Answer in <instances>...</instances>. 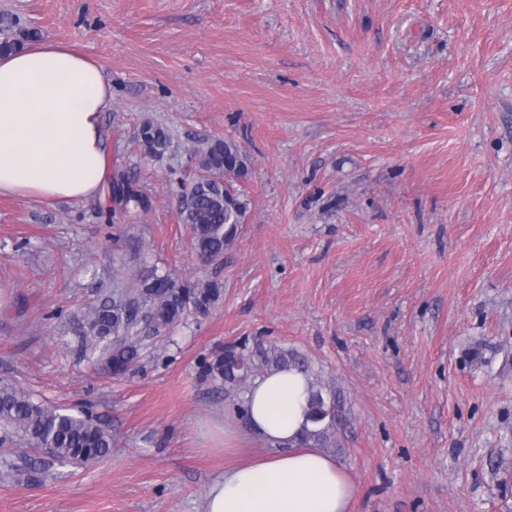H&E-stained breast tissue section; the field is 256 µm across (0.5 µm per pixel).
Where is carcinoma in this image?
Returning <instances> with one entry per match:
<instances>
[{"label": "carcinoma", "instance_id": "carcinoma-1", "mask_svg": "<svg viewBox=\"0 0 512 512\" xmlns=\"http://www.w3.org/2000/svg\"><path fill=\"white\" fill-rule=\"evenodd\" d=\"M141 151L160 158L171 146L167 128L145 120L137 136ZM201 169L207 175L191 181L179 180L183 223L190 232L189 246L200 259L217 261L235 239L249 207V200L224 183V175L246 171L232 143L216 140L206 148ZM113 180L122 181L118 204L141 212L149 211V199L138 180L126 171ZM224 292L217 280L179 282L157 270L138 274L128 286L116 285L100 303L82 314L67 315L82 346L96 356L101 370L113 377L125 375L137 358L133 335L141 323L156 333L165 331L188 314L204 316ZM295 368L309 372V362L293 350L277 345L230 343L213 350L199 363V377L219 382L227 393L246 390L259 376L272 370ZM307 417L312 427L302 435L309 448H336L343 417V403L336 389L317 379L309 380ZM0 447L21 449L22 464L11 463L17 480L39 477L41 470L26 459L27 450L39 451L61 466L87 465L107 457L112 449V432L92 412L68 413L57 406L34 401L23 389L0 383Z\"/></svg>", "mask_w": 512, "mask_h": 512}]
</instances>
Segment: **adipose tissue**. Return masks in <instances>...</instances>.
<instances>
[{
    "label": "adipose tissue",
    "instance_id": "ef3b65f1",
    "mask_svg": "<svg viewBox=\"0 0 512 512\" xmlns=\"http://www.w3.org/2000/svg\"><path fill=\"white\" fill-rule=\"evenodd\" d=\"M111 97L103 68L66 44L0 55V195L101 197L110 148L100 115ZM307 399L298 371L253 381L247 423L269 449L226 466L207 488L202 512H355L351 474L320 449L298 444Z\"/></svg>",
    "mask_w": 512,
    "mask_h": 512
}]
</instances>
